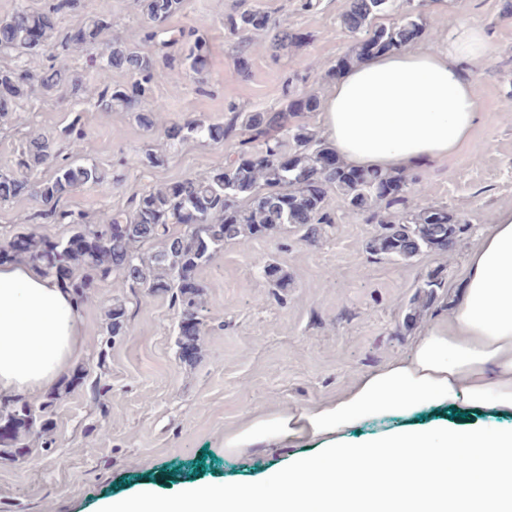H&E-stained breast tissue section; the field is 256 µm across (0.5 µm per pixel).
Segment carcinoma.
<instances>
[{"mask_svg": "<svg viewBox=\"0 0 512 512\" xmlns=\"http://www.w3.org/2000/svg\"><path fill=\"white\" fill-rule=\"evenodd\" d=\"M80 0H47L34 9L24 0L11 16L0 21V122L23 125L22 102L33 97L68 96L100 112H134L146 132L162 133L170 145L195 142L202 146L237 144L224 165L202 177L186 178L130 195L125 206L103 213L98 223L61 205L72 192L89 188L107 192L114 180L83 155L87 133L76 120L65 125L59 139L31 132L16 149L15 169L0 172V201L21 196L39 200L42 208L28 216L32 224H70L73 234L51 240L30 231L0 244V263L25 260L47 274L67 271L65 285L77 304L93 297L101 282L118 281L139 290L138 302L148 304L167 296L181 320L194 322L192 332L178 337L181 352L196 353L200 334L203 289L198 272L224 245L247 238L266 237L288 229L304 231L315 241L335 226L326 210L334 194L353 212L378 224L381 231L368 244L371 254L410 260L426 250L448 252L466 221L446 207L417 202L419 178L400 172L363 170L349 172L329 142L304 124L298 114L320 107L315 94L302 95L288 82L277 110L242 112L230 103L224 121L204 123L171 121L161 101L141 109L164 69L183 66L193 75L199 91L207 84V40L193 27L173 28L169 19L182 0H140L144 16L141 43H151L145 53L140 43L107 38L112 19H80L63 32L61 16L79 8ZM404 18L395 26L377 24L379 17L397 9V0H346L341 22L359 45L325 69L304 64L305 80L333 77L361 62L369 39L380 52L400 53L429 29L425 0H403ZM224 29L238 35L262 30L271 35L278 54L306 41L267 11L233 10L224 14ZM81 56L82 70L71 65ZM119 69L129 77L124 84L90 82L84 72ZM266 278L274 288L288 287V275L269 264ZM132 329L124 303L112 304L110 321L101 337V355L112 349L117 336ZM88 372L76 370L64 390H53L38 406L0 399V460L11 463L33 453L32 442L44 451L55 447L52 414L62 393L83 385Z\"/></svg>", "mask_w": 512, "mask_h": 512, "instance_id": "1", "label": "carcinoma"}]
</instances>
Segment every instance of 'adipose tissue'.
I'll return each mask as SVG.
<instances>
[{
    "mask_svg": "<svg viewBox=\"0 0 512 512\" xmlns=\"http://www.w3.org/2000/svg\"><path fill=\"white\" fill-rule=\"evenodd\" d=\"M491 48L463 22L440 47L377 54L344 70L320 121L357 170L394 171L445 159L471 138L479 112L462 61ZM453 310L411 353L358 376L336 398L250 414L224 432L235 457L316 448L283 472L276 493L199 486L144 488L102 512H512V430L418 424L355 441L370 422L422 411L512 414V208L471 250ZM83 350L82 319L61 281L18 261L0 265V395L30 400Z\"/></svg>",
    "mask_w": 512,
    "mask_h": 512,
    "instance_id": "ef3b65f1",
    "label": "adipose tissue"
}]
</instances>
